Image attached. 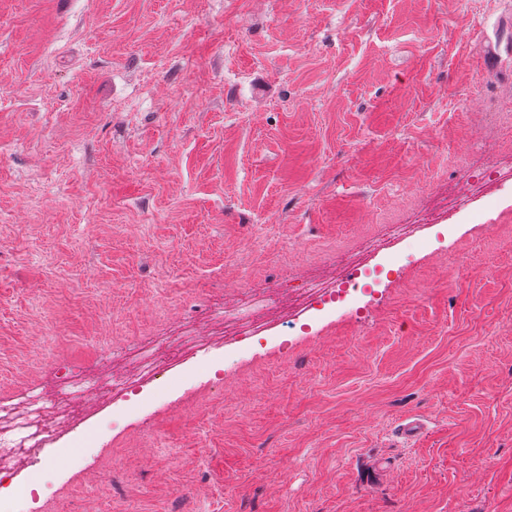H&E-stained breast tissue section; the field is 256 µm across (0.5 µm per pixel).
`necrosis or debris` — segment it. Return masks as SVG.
Returning <instances> with one entry per match:
<instances>
[{
    "instance_id": "necrosis-or-debris-1",
    "label": "necrosis or debris",
    "mask_w": 512,
    "mask_h": 512,
    "mask_svg": "<svg viewBox=\"0 0 512 512\" xmlns=\"http://www.w3.org/2000/svg\"><path fill=\"white\" fill-rule=\"evenodd\" d=\"M360 288L359 282L341 274L332 285L319 280L302 283L292 301L278 294L246 292L215 308L210 321L223 325L225 339L240 342L258 334L271 319L287 316L292 305L307 308L321 301L333 302ZM208 341L205 335L177 337L170 342L150 336L139 340L133 349H113L111 371L62 367L54 395L33 392L0 399V482L10 478L19 463L37 460L44 448L78 421L89 396L106 399L135 393L142 384L168 372L186 345L199 347Z\"/></svg>"
}]
</instances>
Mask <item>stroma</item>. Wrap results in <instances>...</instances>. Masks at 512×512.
I'll return each instance as SVG.
<instances>
[{
  "mask_svg": "<svg viewBox=\"0 0 512 512\" xmlns=\"http://www.w3.org/2000/svg\"><path fill=\"white\" fill-rule=\"evenodd\" d=\"M505 149L512 0H0V397L412 228L366 257L361 313L188 351L86 409L18 492L512 512V181L466 180ZM409 233L410 230L407 224H389L381 235L363 240L361 248L366 252L384 249L392 239L404 237Z\"/></svg>",
  "mask_w": 512,
  "mask_h": 512,
  "instance_id": "1",
  "label": "stroma"
}]
</instances>
